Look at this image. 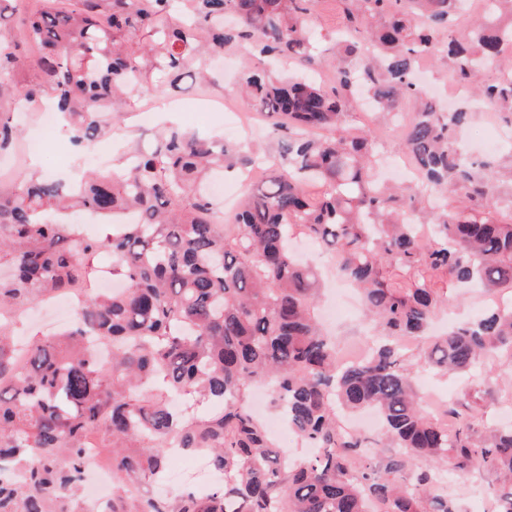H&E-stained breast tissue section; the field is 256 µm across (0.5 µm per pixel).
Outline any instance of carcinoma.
Listing matches in <instances>:
<instances>
[{"mask_svg": "<svg viewBox=\"0 0 512 512\" xmlns=\"http://www.w3.org/2000/svg\"><path fill=\"white\" fill-rule=\"evenodd\" d=\"M0 0V152L22 131L12 108L49 95L76 147L101 141L144 91L171 96L189 61L234 43L259 55L330 66L315 78L241 72L242 103L272 123L280 163L221 222L203 186L216 167L246 161L234 145L170 130L152 150L105 175L21 174L0 186V512H80L89 441L109 437L112 500L105 512H459L437 479L443 466L500 479L498 512H512V428L449 429L424 415L400 337L428 344L425 365L467 378L489 354L512 353V307L492 306L442 336L428 330L446 300L437 279L512 290V172L468 154L458 132L473 107L440 112L415 83L417 60L448 56L452 76H499L479 98L512 126V0H483L460 36L447 34L470 0H344L336 53L317 47V0ZM34 69L37 79L19 74ZM166 72L155 85L152 74ZM362 90L389 115L412 100L403 137L420 179L463 202L418 213L416 198L378 180L370 127L348 124ZM509 218L499 216L501 209ZM84 211L104 221L138 216L103 237L61 220ZM301 227L362 294L383 340L360 360L336 362L315 309L319 277L288 248ZM100 252L112 255L117 293L91 294L69 329L24 351L12 331L28 308L76 293ZM112 344L104 358L88 337ZM256 384L310 448L288 458L246 407ZM174 395L220 404L187 417ZM376 409L380 442L343 432L339 408ZM203 452L224 480L171 497L129 490L161 479L170 450ZM381 448H397L382 455Z\"/></svg>", "mask_w": 512, "mask_h": 512, "instance_id": "1", "label": "carcinoma"}]
</instances>
